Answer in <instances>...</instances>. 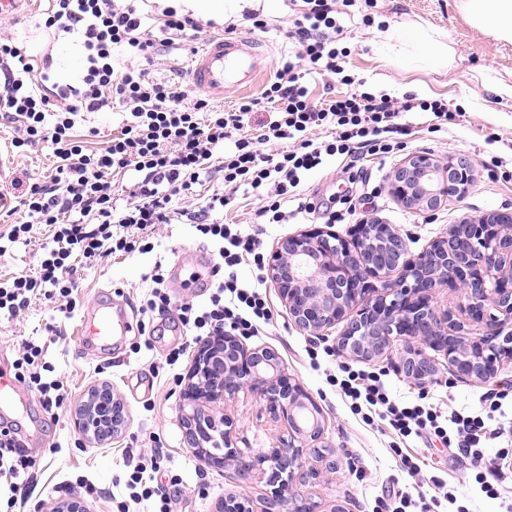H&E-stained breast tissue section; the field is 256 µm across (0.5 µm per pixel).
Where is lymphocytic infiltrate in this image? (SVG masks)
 Here are the masks:
<instances>
[{
	"instance_id": "f902f5d3",
	"label": "lymphocytic infiltrate",
	"mask_w": 512,
	"mask_h": 512,
	"mask_svg": "<svg viewBox=\"0 0 512 512\" xmlns=\"http://www.w3.org/2000/svg\"><path fill=\"white\" fill-rule=\"evenodd\" d=\"M46 27L78 33L85 52V73L79 86L54 92H36V82L49 81V60H36L0 34V112L18 122L21 133L12 145L21 149L50 143L58 160L50 182L26 186L19 197L27 219L0 233V257L13 244L31 240L34 229L45 225L51 237L43 258L32 272L0 278V316L15 318L34 296L57 304L60 311L75 309L72 278L76 262L119 252H150V234L173 216L184 217L217 244L220 276L205 305L183 304L179 320L191 336H219L224 331L254 336L270 324L272 311L260 287L238 274L242 263L263 270L265 254L258 238L215 219V212L236 204L240 187L261 194L256 215L266 224H288L315 213L304 200L302 184L330 161L364 158L384 160L403 150L409 134L407 114H429L428 129L444 130L452 115L443 98L423 99L409 93L400 98L377 95L355 87L346 74L345 49L339 48L345 30L336 0H303L287 32L298 50L277 69L260 97L239 99L229 111L211 109L208 100L190 95L187 87L156 81L149 67L160 48L177 49L196 40L203 27L192 14L171 6L161 11L162 39L143 31V16L132 0H52ZM128 57L118 66L116 54ZM334 75L346 85L344 93L315 102L309 77ZM273 113L258 130L251 119L263 105ZM125 114L120 136L102 152H87L75 128L84 114L112 107ZM324 131V140L310 137ZM271 152H263V145ZM218 167L225 191L203 206L174 208L177 196L198 184L211 167ZM134 169L139 179L133 199L121 202L107 174ZM43 346L28 341L13 362L18 381L40 394L45 404L62 403L63 385L47 378ZM329 385L340 386L350 408L367 425L388 422L401 438H437L466 456L486 497L499 496L508 474L486 455V444L498 441L512 447V413L502 400L480 402L470 409L442 414L434 404L417 399L400 402L391 397L380 373L347 369L344 379L327 375ZM34 462L13 441L0 440V488L9 506L24 501L22 475Z\"/></svg>"
}]
</instances>
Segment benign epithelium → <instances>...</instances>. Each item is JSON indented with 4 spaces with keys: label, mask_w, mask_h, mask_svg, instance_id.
I'll return each mask as SVG.
<instances>
[{
    "label": "benign epithelium",
    "mask_w": 512,
    "mask_h": 512,
    "mask_svg": "<svg viewBox=\"0 0 512 512\" xmlns=\"http://www.w3.org/2000/svg\"><path fill=\"white\" fill-rule=\"evenodd\" d=\"M474 181L465 157H406L388 180L405 207L434 212L449 194L464 196ZM267 277L278 288L294 324L322 339L336 324V350L370 361L403 346L397 372L422 384L438 371L426 349L443 354L457 375L479 384L493 381L512 363V213L493 211L464 218L417 254L389 224H358L351 238L315 227L283 239L271 253ZM456 300L441 305L446 287ZM253 394L275 421L288 424V439L269 451L234 446L233 422L213 406L241 391ZM189 447L201 463H232L241 491L217 503L215 512H253L247 490L265 482L261 512H319L301 491L327 481L342 465L324 441L318 404L281 368L268 348L249 349L231 334L205 340L193 356L178 406ZM74 427L91 444H105L128 426L124 402L108 384L88 389L75 407ZM53 512H87L72 494Z\"/></svg>",
    "instance_id": "obj_1"
}]
</instances>
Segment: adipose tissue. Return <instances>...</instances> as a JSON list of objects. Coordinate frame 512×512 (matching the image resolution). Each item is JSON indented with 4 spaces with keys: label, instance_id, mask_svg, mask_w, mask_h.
Segmentation results:
<instances>
[{
    "label": "adipose tissue",
    "instance_id": "adipose-tissue-1",
    "mask_svg": "<svg viewBox=\"0 0 512 512\" xmlns=\"http://www.w3.org/2000/svg\"><path fill=\"white\" fill-rule=\"evenodd\" d=\"M458 8L471 26L497 40L512 43V0H458ZM412 47V61L431 70H450L455 51L441 32L432 26L414 23L388 31L384 48L393 53Z\"/></svg>",
    "mask_w": 512,
    "mask_h": 512
}]
</instances>
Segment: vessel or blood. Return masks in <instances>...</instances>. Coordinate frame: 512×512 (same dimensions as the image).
<instances>
[{"instance_id":"b4317fda","label":"vessel or blood","mask_w":512,"mask_h":512,"mask_svg":"<svg viewBox=\"0 0 512 512\" xmlns=\"http://www.w3.org/2000/svg\"><path fill=\"white\" fill-rule=\"evenodd\" d=\"M259 45L237 36L208 39L190 60L194 84L212 98L223 97L226 88L239 91L253 88L262 73ZM133 322L110 302L97 300L80 320V341L102 350L111 349L114 340L132 332Z\"/></svg>"}]
</instances>
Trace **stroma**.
I'll list each match as a JSON object with an SVG mask.
<instances>
[{
	"instance_id": "obj_1",
	"label": "stroma",
	"mask_w": 512,
	"mask_h": 512,
	"mask_svg": "<svg viewBox=\"0 0 512 512\" xmlns=\"http://www.w3.org/2000/svg\"><path fill=\"white\" fill-rule=\"evenodd\" d=\"M51 3L30 0L24 15H0V32L14 34L31 55H51L52 82L75 85L83 74L82 48L76 35L45 28ZM250 10L263 14L265 31L251 30L244 18ZM366 13L384 18V25H364L362 16ZM294 14L293 0H239L236 10L213 16L202 36L207 39L220 34L225 24L232 23L237 36L263 41L268 56L262 78L267 81L282 59L297 50L285 34ZM420 19L447 35L456 51L451 72L437 74L421 66L410 70L398 56L382 52L388 26L400 27ZM341 23L346 34L343 45L349 51L348 67L366 79L370 88L394 97L408 92L425 98L441 97L447 99L449 107L461 110L444 133L429 132L425 115L409 116L414 133L407 139L403 156L428 154L444 160L464 155L475 163L495 156L505 168H512V100L483 87L487 78L512 82V44L473 28L459 11L457 0H376L371 9L363 0H355L342 14ZM123 119L119 112H97L87 115L76 131L85 137L87 149L100 151L120 135ZM91 127L96 130L92 136L87 133ZM17 134L15 124L0 119V186L9 187L16 177L27 183L50 181L56 167L51 148L42 144L24 153L13 151L11 141ZM238 197V206L225 213L224 221L239 225L243 232L261 234L265 252H272L281 240L300 232L297 224L258 223L255 210L259 195L250 187H241ZM492 211L512 212V183L489 180L483 170L477 171L474 185L461 199H450L438 209L433 222L387 192L378 199L360 198L357 206L358 218H372L398 229L414 254L446 236L449 226L462 217L477 218ZM153 243L155 248L148 254L135 251L92 264L77 263L75 313L58 312L50 301L37 296L23 315L14 319L0 316V363L12 365L22 343L44 344V359L53 377L66 389L62 405L49 410L39 394H29L26 408L38 422V438L0 423V440L17 441L35 460L29 479L31 495L13 512H38L41 504L67 498L70 485L79 480L97 489L85 500L88 512H154L155 501L131 502L127 488L134 466L153 459L159 464L154 482L170 499L172 512H213L221 498L238 492L233 467L202 465L185 441L177 406L192 358L185 355L177 364L167 362L169 353L188 341L176 311L142 312L149 287L145 276L155 262H162L168 272L183 253L197 249L210 254L214 248L193 225L177 221L158 226ZM260 281L273 320L262 335L245 337L244 342L251 348L267 347L277 352L282 368L316 400L326 423L325 438L342 461L326 484L312 489L321 512L334 507L341 512H390L397 492H413L415 485H429L434 478L445 482L468 512H500L499 501L481 492L469 462L449 457L440 442L408 440V451L424 465L417 477L403 472L393 450L398 438L387 422L366 426L325 381L326 374L337 373L339 365L346 362L334 352L337 329H330L323 340L307 335L291 320L270 279ZM100 292L111 295L113 303L123 306L133 321H146L148 334L132 332L109 353L83 348L76 326L81 311L91 307ZM312 351L317 352V361H310ZM438 367L436 380L417 385L393 371L387 360L364 365L368 371H384L385 384L395 399L409 400L425 391L444 408L472 407L480 398L512 390V364L504 366L495 382L486 385L453 376L446 361H439ZM103 382L123 399L129 421L121 437L92 446L75 429L72 412L90 387ZM223 411L235 422L232 436L237 447L265 451L288 434L287 424L262 412L250 393L242 392L225 401Z\"/></svg>"
}]
</instances>
